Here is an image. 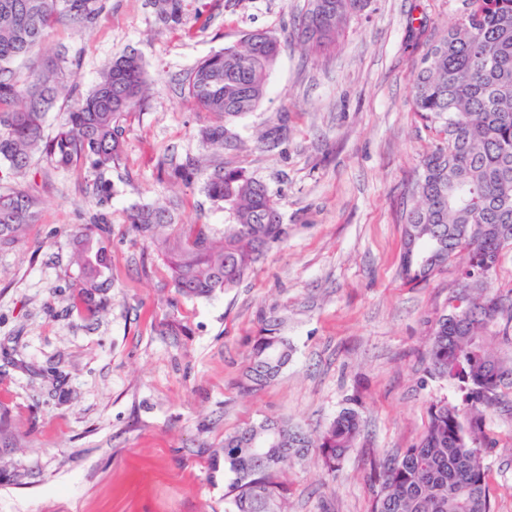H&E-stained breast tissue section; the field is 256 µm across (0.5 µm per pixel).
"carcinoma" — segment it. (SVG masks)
Instances as JSON below:
<instances>
[{
  "instance_id": "carcinoma-1",
  "label": "carcinoma",
  "mask_w": 512,
  "mask_h": 512,
  "mask_svg": "<svg viewBox=\"0 0 512 512\" xmlns=\"http://www.w3.org/2000/svg\"><path fill=\"white\" fill-rule=\"evenodd\" d=\"M154 5L160 22L181 20L183 0H154ZM368 5L369 0H307L288 38L325 49ZM104 7V0H0V181H10L0 188V250L18 244L36 217L37 198L18 182L35 157L57 169L85 163L94 175L96 213L94 223L77 228L75 261L86 291L110 285L105 238L112 188L105 173L122 154V120L145 99L146 65L134 50L115 54L51 137L45 133L48 112L60 96L76 90L64 80L62 58L44 57L21 82L12 65L41 45L55 24L89 27ZM281 50L278 36L254 31L242 46L210 55L187 74V100L222 117L200 130L205 146L224 147L226 124L259 106ZM411 98L436 144L415 171L410 204L403 209L402 276L410 286L425 284L463 252L461 273L474 287L463 304L465 317L445 314L436 320L423 362L426 375L457 386L460 403L430 402L419 441L384 459L371 512H492L482 457L492 442L484 421L498 395L512 390V360L501 355L512 348V294L493 286L486 261L497 266L501 240H512V0H471L469 10L421 59ZM169 168L190 182L200 162L189 158ZM205 191L232 216L220 236L201 224L184 242L170 239L165 229L175 215L153 202L139 203L129 214L130 223L166 257L177 293L191 299L237 287L261 256L288 239V225L267 188L243 171H214ZM412 240L441 243L438 264H422L419 253L407 249ZM283 328L280 317L262 318L246 357L243 391L270 384L287 366L293 345ZM361 423L358 410L344 408L317 434L265 418L225 435L224 512H287V488L273 475L315 448L327 475L336 477Z\"/></svg>"
}]
</instances>
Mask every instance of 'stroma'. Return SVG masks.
<instances>
[{
    "mask_svg": "<svg viewBox=\"0 0 512 512\" xmlns=\"http://www.w3.org/2000/svg\"><path fill=\"white\" fill-rule=\"evenodd\" d=\"M306 0H185L161 25L153 0H107L90 28L54 26L18 63L26 77L49 52L77 62L87 91L115 52L145 60V104L123 121V152L108 174L111 288L83 293L76 226L94 206L89 168L35 162L41 200L21 244L0 251V512H224V435L262 418L322 430L345 407L363 424L336 481L317 452L277 473L288 512H370L374 468L415 444L431 400L456 385L426 378L433 321L456 292V262L422 286L400 273L401 218L433 135L412 110L411 85L429 44L465 0H371L337 46L288 43L260 105L228 126L231 145L206 152L183 82L198 62L246 34L291 32ZM282 127L276 146L262 132ZM207 156L197 179L169 177L162 157ZM263 182L290 228L245 280L206 299L179 296L167 261L130 224L132 206L173 201L182 239L197 224L221 233L231 216L205 192L218 168ZM285 318L291 361L265 388L239 381L265 316ZM493 512H512V390L486 416Z\"/></svg>",
    "mask_w": 512,
    "mask_h": 512,
    "instance_id": "obj_1",
    "label": "stroma"
}]
</instances>
